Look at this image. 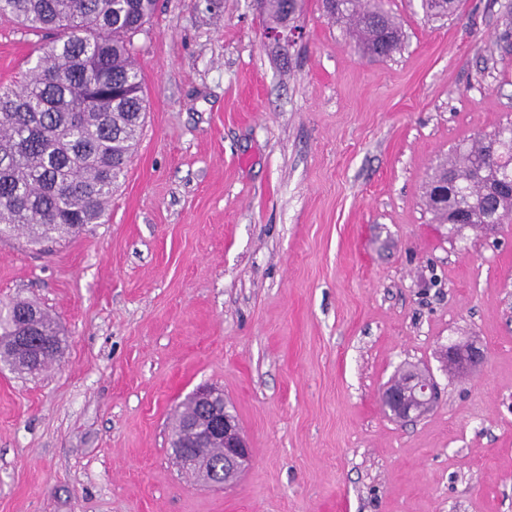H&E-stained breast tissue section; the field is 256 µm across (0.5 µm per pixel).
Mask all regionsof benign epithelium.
Masks as SVG:
<instances>
[{"label": "benign epithelium", "instance_id": "benign-epithelium-1", "mask_svg": "<svg viewBox=\"0 0 512 512\" xmlns=\"http://www.w3.org/2000/svg\"><path fill=\"white\" fill-rule=\"evenodd\" d=\"M444 359L465 374L484 363V350L472 342L457 350L448 346ZM409 379L401 386L390 384L381 392V402L398 420H416L427 414L437 399V386L432 377L420 370L408 373ZM192 397L202 406V411L191 423L190 430L202 443L223 449L224 485L229 486L250 461V447L237 418L229 410L224 395L211 386H200ZM179 464L190 469L205 484L210 480L206 461L187 451L179 452Z\"/></svg>", "mask_w": 512, "mask_h": 512}]
</instances>
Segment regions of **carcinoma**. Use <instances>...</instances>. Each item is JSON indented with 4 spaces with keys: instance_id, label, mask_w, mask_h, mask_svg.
Here are the masks:
<instances>
[{
    "instance_id": "1",
    "label": "carcinoma",
    "mask_w": 512,
    "mask_h": 512,
    "mask_svg": "<svg viewBox=\"0 0 512 512\" xmlns=\"http://www.w3.org/2000/svg\"><path fill=\"white\" fill-rule=\"evenodd\" d=\"M267 25L292 22L298 0H263ZM329 19L358 39L363 53L385 58L403 31L383 0H322ZM156 0H0V17L49 33L34 65L15 87L0 90V235L24 233L39 244L78 235L105 222L106 209L137 145L144 119L142 77L132 37ZM427 17L456 10V0H422ZM448 208L427 203L440 223L449 214L474 228L512 214V126L448 158ZM66 338L36 304L15 300L0 314V364L34 374L61 358ZM199 405L184 402L172 429L173 447L193 443L183 423Z\"/></svg>"
}]
</instances>
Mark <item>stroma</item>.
I'll return each mask as SVG.
<instances>
[{
    "label": "stroma",
    "instance_id": "stroma-1",
    "mask_svg": "<svg viewBox=\"0 0 512 512\" xmlns=\"http://www.w3.org/2000/svg\"><path fill=\"white\" fill-rule=\"evenodd\" d=\"M512 0H384L359 53L322 0L265 35L255 0H157L133 38L146 115L106 221L0 238V304L57 318L61 360L0 370V512H512V218L452 232L426 205L453 147L512 123ZM40 35L0 18V83ZM471 340L465 376L443 352ZM439 392L398 422L408 366ZM222 390L252 451L188 477L174 410Z\"/></svg>",
    "mask_w": 512,
    "mask_h": 512
}]
</instances>
